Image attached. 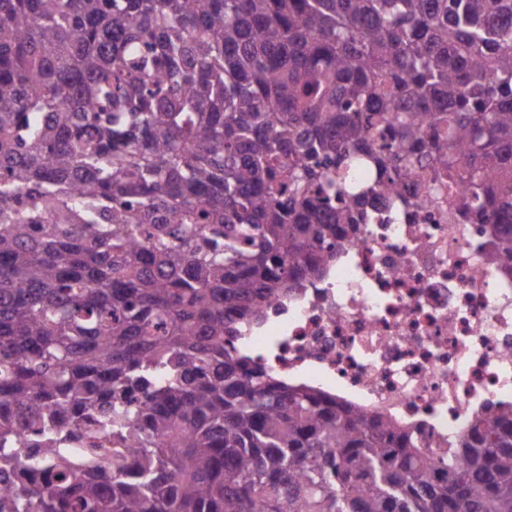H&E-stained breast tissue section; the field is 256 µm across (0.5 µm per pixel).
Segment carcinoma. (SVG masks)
Segmentation results:
<instances>
[{"mask_svg": "<svg viewBox=\"0 0 512 512\" xmlns=\"http://www.w3.org/2000/svg\"><path fill=\"white\" fill-rule=\"evenodd\" d=\"M445 178L512 252V0H0V512H512L224 348Z\"/></svg>", "mask_w": 512, "mask_h": 512, "instance_id": "carcinoma-1", "label": "carcinoma"}]
</instances>
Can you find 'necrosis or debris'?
Masks as SVG:
<instances>
[{
    "label": "necrosis or debris",
    "mask_w": 512,
    "mask_h": 512,
    "mask_svg": "<svg viewBox=\"0 0 512 512\" xmlns=\"http://www.w3.org/2000/svg\"><path fill=\"white\" fill-rule=\"evenodd\" d=\"M368 211L321 277L268 301L231 346L382 417L437 464L477 416L512 404V260L491 225L452 217L439 184Z\"/></svg>",
    "instance_id": "1"
}]
</instances>
